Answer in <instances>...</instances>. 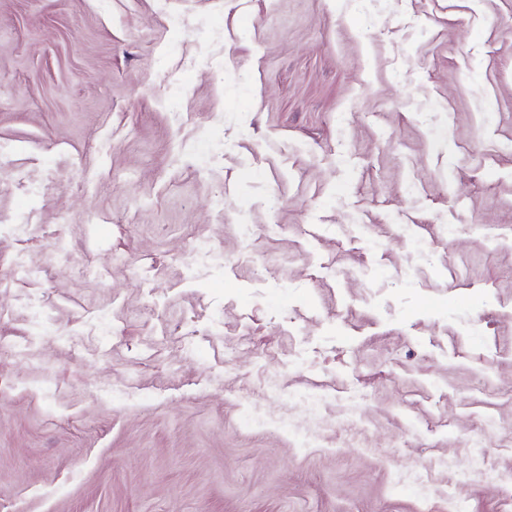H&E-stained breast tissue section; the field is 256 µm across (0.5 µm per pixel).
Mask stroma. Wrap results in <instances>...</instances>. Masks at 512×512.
<instances>
[{
  "instance_id": "obj_1",
  "label": "stroma",
  "mask_w": 512,
  "mask_h": 512,
  "mask_svg": "<svg viewBox=\"0 0 512 512\" xmlns=\"http://www.w3.org/2000/svg\"><path fill=\"white\" fill-rule=\"evenodd\" d=\"M478 438L512 0H0V512H512ZM191 265L196 271L224 267V253L207 245H198L192 252ZM481 448L483 447L479 443L471 447L469 451L470 469L466 473L484 477H498V470L493 466Z\"/></svg>"
}]
</instances>
